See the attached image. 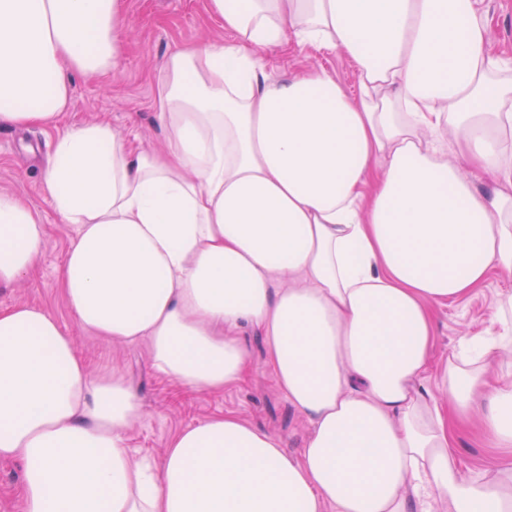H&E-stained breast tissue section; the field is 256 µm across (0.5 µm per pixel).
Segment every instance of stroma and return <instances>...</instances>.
Returning a JSON list of instances; mask_svg holds the SVG:
<instances>
[{
	"instance_id": "1",
	"label": "stroma",
	"mask_w": 512,
	"mask_h": 512,
	"mask_svg": "<svg viewBox=\"0 0 512 512\" xmlns=\"http://www.w3.org/2000/svg\"><path fill=\"white\" fill-rule=\"evenodd\" d=\"M488 17V47L493 54L512 58V0H478ZM127 27L118 71L96 77L73 75L67 110L58 126L0 129V192L20 197L36 209L46 226L40 265L30 278L0 288V309L28 303L48 309L74 339L92 372L118 369L143 404L141 416L126 432L134 457L161 459L179 430L220 414H234L280 435L288 452L300 453L310 425L278 389L267 365L262 336L245 328L239 338L247 352L244 378L218 393L199 392L160 376L152 365L147 342L115 344L80 330L62 291L59 271L66 257L72 225L62 223L42 191L40 175L50 162L56 139L81 122H105L144 150L160 148L165 133L155 118L163 60L192 44L230 41L221 21L207 11V0H125ZM324 69L350 95L359 93V74L340 51L295 47L271 56L267 70L288 79L301 72ZM512 292V277L492 272L469 296L435 306V336L426 385L438 390L442 371L463 336L496 331L493 313L501 294ZM462 477L495 475L512 468V447L497 448L478 427L461 433L457 450Z\"/></svg>"
}]
</instances>
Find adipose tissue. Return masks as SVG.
Wrapping results in <instances>:
<instances>
[{"label": "adipose tissue", "mask_w": 512, "mask_h": 512, "mask_svg": "<svg viewBox=\"0 0 512 512\" xmlns=\"http://www.w3.org/2000/svg\"><path fill=\"white\" fill-rule=\"evenodd\" d=\"M478 0H207L233 42L165 58L141 151L106 123L69 128L41 183L75 233L60 270L81 330L147 341L197 391L239 381L242 327L311 432L300 454L234 415L133 459L143 407L91 375L46 308L0 311V458L24 464V512H512V471L460 479V421L512 447V332L460 339L424 380L431 308L512 273V61L487 47ZM123 0H0V128L52 127L70 77L117 70ZM344 52L287 80L265 55ZM452 127V152L423 132ZM40 213L0 192V288L32 276ZM307 69H325L352 96L359 93V74L354 64L341 51H330L306 47L287 50L270 56L267 72L274 78L288 79Z\"/></svg>", "instance_id": "obj_1"}]
</instances>
